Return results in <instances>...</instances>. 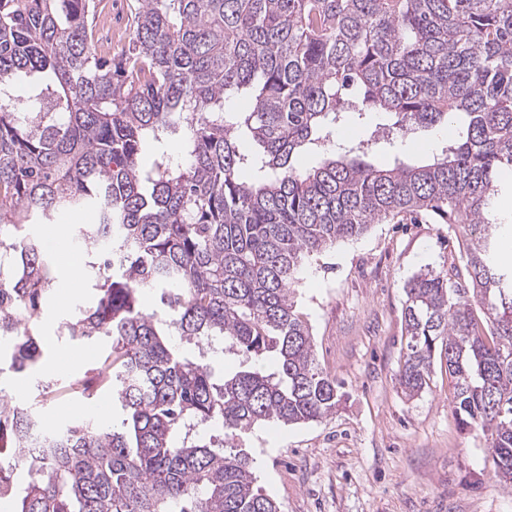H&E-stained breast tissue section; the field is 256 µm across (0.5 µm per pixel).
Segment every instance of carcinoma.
<instances>
[{
    "label": "carcinoma",
    "instance_id": "obj_1",
    "mask_svg": "<svg viewBox=\"0 0 512 512\" xmlns=\"http://www.w3.org/2000/svg\"><path fill=\"white\" fill-rule=\"evenodd\" d=\"M96 0H0V348L33 370L55 288L31 225L93 209L79 224L93 306L61 321L102 342L87 375L0 388V498L15 512H280L253 459L224 439L269 422H320L341 401L291 297L306 264L399 214L459 224L464 268L407 281L399 384L413 398L435 362L464 428L482 431L512 483V266L495 259L504 169L512 167V0H138L128 52L98 56ZM24 75L41 107L2 91ZM390 123L340 144L350 115ZM451 122L448 146L377 166L378 134ZM182 133L180 154L165 145ZM248 141L252 149H245ZM156 293L158 310L143 298ZM196 346L244 357L238 370L190 359ZM112 392L121 419L44 429L65 396ZM219 427L224 437L203 440ZM44 429L46 449L30 434Z\"/></svg>",
    "mask_w": 512,
    "mask_h": 512
}]
</instances>
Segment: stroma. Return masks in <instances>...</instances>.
Wrapping results in <instances>:
<instances>
[{"label":"stroma","instance_id":"stroma-1","mask_svg":"<svg viewBox=\"0 0 512 512\" xmlns=\"http://www.w3.org/2000/svg\"><path fill=\"white\" fill-rule=\"evenodd\" d=\"M453 127L421 128L380 141L379 166L424 159L421 144L439 150ZM428 149V150H429ZM461 229L427 216L402 214L337 244L307 265L294 290L313 333L317 362L343 395L335 414L305 425H263L239 437L255 459L257 484L280 512H512V485L494 475L484 437L462 430L450 406L444 369L415 398L398 380L405 344V283L424 270L461 264ZM86 280L55 288L41 314L43 359L73 357L54 370L11 375L32 392L36 380L82 378L97 360L95 343L59 336L62 315L88 302Z\"/></svg>","mask_w":512,"mask_h":512}]
</instances>
